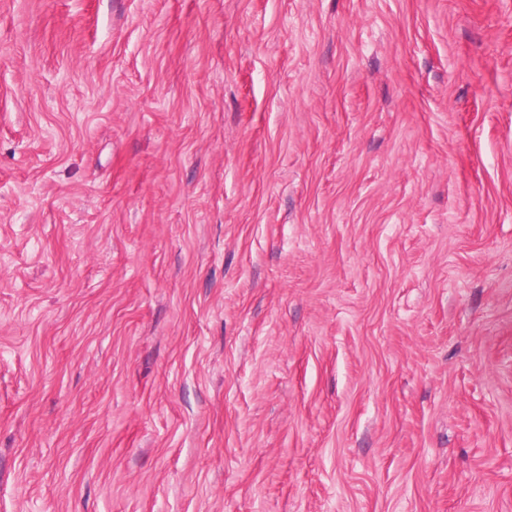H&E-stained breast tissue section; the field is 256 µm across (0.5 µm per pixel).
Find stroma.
Listing matches in <instances>:
<instances>
[{
  "label": "stroma",
  "instance_id": "stroma-1",
  "mask_svg": "<svg viewBox=\"0 0 512 512\" xmlns=\"http://www.w3.org/2000/svg\"><path fill=\"white\" fill-rule=\"evenodd\" d=\"M0 512H512V0H0Z\"/></svg>",
  "mask_w": 512,
  "mask_h": 512
}]
</instances>
